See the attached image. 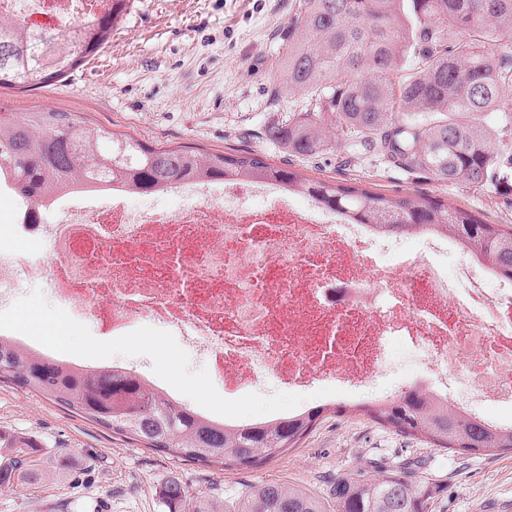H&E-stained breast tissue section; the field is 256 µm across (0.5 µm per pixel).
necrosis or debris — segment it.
<instances>
[{
    "mask_svg": "<svg viewBox=\"0 0 512 512\" xmlns=\"http://www.w3.org/2000/svg\"><path fill=\"white\" fill-rule=\"evenodd\" d=\"M112 0H0V18L70 36ZM186 200L176 213L120 206L127 187L97 182L16 202L13 234L29 252L0 251V298L48 280L56 300L83 303L98 327L123 333L151 317L208 357L230 384L272 374L293 386L377 385L384 343L402 336L425 363L415 387L472 417L482 396L512 405V281L477 257L455 277L433 262L460 251L457 238L423 231L422 251L399 270L367 261L388 235L308 201L292 203L270 181L233 184V207L215 186L171 185ZM268 204L250 208L253 197Z\"/></svg>",
    "mask_w": 512,
    "mask_h": 512,
    "instance_id": "4bbe7bcc",
    "label": "necrosis or debris"
}]
</instances>
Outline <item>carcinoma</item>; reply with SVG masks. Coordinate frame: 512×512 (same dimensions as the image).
Returning <instances> with one entry per match:
<instances>
[{"label": "carcinoma", "instance_id": "obj_1", "mask_svg": "<svg viewBox=\"0 0 512 512\" xmlns=\"http://www.w3.org/2000/svg\"><path fill=\"white\" fill-rule=\"evenodd\" d=\"M130 0L80 24L68 53L50 49L60 36L0 20V88L36 90L64 78L98 52ZM415 60L394 84L391 77ZM278 93L299 90L309 108L267 128L266 138L288 153L316 156L344 137L363 154L405 171L422 170L443 183L483 187L512 177V115L488 121L512 92V0H295L288 55ZM399 112L422 119L395 120ZM15 194L35 202L70 181L121 182L150 194L189 177L223 183L259 178L295 187L358 224L390 234L430 227L461 240L512 280V229L486 224L428 196H386L332 184L274 166L253 152L229 154L200 147H154L88 124L73 112H0V171ZM0 379L15 382L86 420L129 435L157 452L224 468L253 467L298 447L324 409L316 407L273 425L233 430L177 400L143 386L116 367L76 371L51 357L27 353L0 339ZM362 410L403 435H423L440 448L470 455L512 451V427L467 418L410 387ZM0 456V488L41 478L39 447L11 441ZM336 512H430L429 482L408 470L374 476L357 469L336 478ZM168 512H214L210 498L173 483L163 492ZM224 512H327L306 489L267 483L253 487Z\"/></svg>", "mask_w": 512, "mask_h": 512}]
</instances>
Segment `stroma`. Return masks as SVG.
Instances as JSON below:
<instances>
[{"label": "stroma", "mask_w": 512, "mask_h": 512, "mask_svg": "<svg viewBox=\"0 0 512 512\" xmlns=\"http://www.w3.org/2000/svg\"><path fill=\"white\" fill-rule=\"evenodd\" d=\"M291 2L130 0L95 55L49 87L0 89V111L72 112L155 146L251 151L313 179L387 196L428 195L487 223L512 225V183L495 189L440 183L342 147L302 158L266 140L267 126L308 102L299 90L276 93L283 83ZM0 327L49 348L54 336L66 332L62 359L137 366L180 402L215 417L246 422L318 405L344 408L287 454L258 467L225 469L156 452L0 381V452L11 440L33 441L47 472L36 484L0 489V512H167L162 492L172 482L210 496L222 512L249 486L290 484L323 498L337 476L400 462L418 465L434 486L431 512H512V452L475 457L395 433L356 410L346 388L298 390L271 377L249 386L219 383L208 361L163 326L144 319L128 335L100 334L91 320L59 305L42 281L0 301ZM387 351L384 375L364 400L407 389L422 369L419 354L402 338L391 337ZM61 452L70 465L56 474L53 458Z\"/></svg>", "instance_id": "1"}]
</instances>
